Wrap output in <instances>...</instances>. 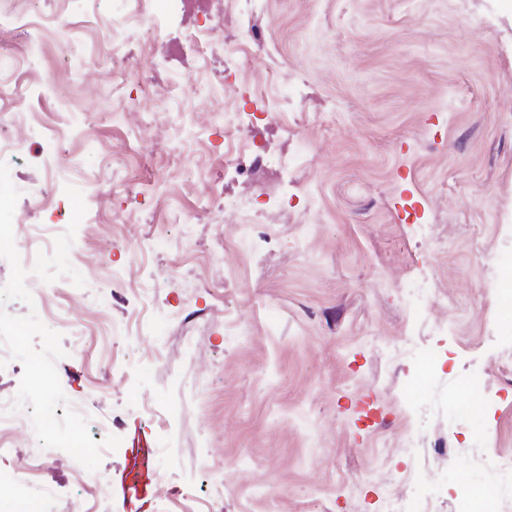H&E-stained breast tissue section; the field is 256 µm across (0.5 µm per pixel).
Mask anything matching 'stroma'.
I'll use <instances>...</instances> for the list:
<instances>
[{"label":"stroma","instance_id":"35a3bbf8","mask_svg":"<svg viewBox=\"0 0 512 512\" xmlns=\"http://www.w3.org/2000/svg\"><path fill=\"white\" fill-rule=\"evenodd\" d=\"M498 0H235L209 59L199 19L173 0H14L0 48L34 33L40 50L0 81L36 135L0 172V335L17 357L0 392L84 394L106 425L90 448L34 472L29 436L0 469L53 491L65 512H512V384L495 360L512 293V15ZM62 15L77 40L60 62L34 14ZM258 26L264 46L237 89L218 85L222 47ZM99 61L111 81L84 84ZM303 105L264 127L288 200L282 223L246 240L253 186L224 152V121L249 109L266 72ZM186 94L126 120L143 87ZM68 178L44 181L52 131ZM65 197L76 224L50 241L45 276L73 293L34 312L15 256L25 226ZM123 221H112L113 211ZM209 213L210 223H193ZM97 310L86 278L112 285ZM113 286V285H112ZM86 332L82 348L71 333ZM468 399L476 418L458 416ZM173 494L160 500L159 474Z\"/></svg>","mask_w":512,"mask_h":512}]
</instances>
